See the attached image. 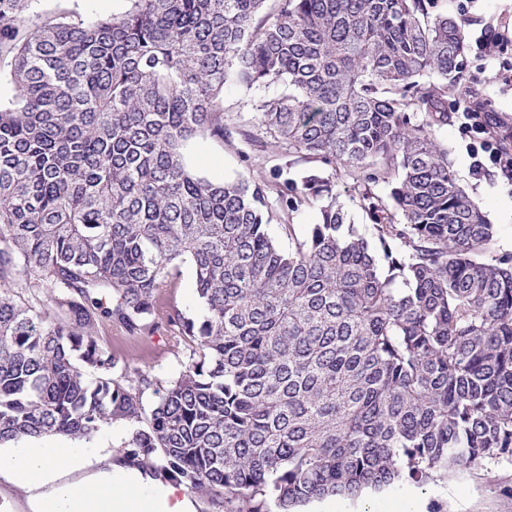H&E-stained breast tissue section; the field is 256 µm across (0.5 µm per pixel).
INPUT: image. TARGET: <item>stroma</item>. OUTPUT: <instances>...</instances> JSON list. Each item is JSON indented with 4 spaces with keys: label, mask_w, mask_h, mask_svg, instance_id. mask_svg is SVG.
Wrapping results in <instances>:
<instances>
[{
    "label": "stroma",
    "mask_w": 512,
    "mask_h": 512,
    "mask_svg": "<svg viewBox=\"0 0 512 512\" xmlns=\"http://www.w3.org/2000/svg\"><path fill=\"white\" fill-rule=\"evenodd\" d=\"M128 7V0H32L30 16L39 23L62 18L92 20L120 15ZM438 10L459 16L467 42H475L490 27L504 40L512 41V0H470L464 9L458 0H439ZM497 70V61L468 55L465 81L481 86L479 101L512 125V84L497 78ZM438 138L451 151L452 167L461 185L495 225L497 248L512 252V185L493 167L473 175L470 140L461 132L457 119H450ZM187 156L200 173L221 182L268 177L277 163L276 157L238 133L224 142L197 139L188 147ZM174 307L186 318L196 321L201 317L191 261L179 263L172 288L157 305V333L135 342L120 325L109 323L101 326L98 334L110 345L119 365L169 381L178 375L186 357L178 328L167 323ZM299 512H512V461H492L480 468L451 472L424 486L404 481L364 491L351 499L325 498L301 506Z\"/></svg>",
    "instance_id": "stroma-1"
}]
</instances>
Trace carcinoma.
Segmentation results:
<instances>
[{
	"instance_id": "obj_1",
	"label": "carcinoma",
	"mask_w": 512,
	"mask_h": 512,
	"mask_svg": "<svg viewBox=\"0 0 512 512\" xmlns=\"http://www.w3.org/2000/svg\"><path fill=\"white\" fill-rule=\"evenodd\" d=\"M30 2L0 0V443L122 421L115 462L224 512L512 461V253L437 138L467 52L438 0H131L42 25ZM229 83L262 147L322 168L190 169V141L230 135ZM185 256L202 314L168 313L189 356L163 385L97 329L151 335ZM21 274L48 303L20 300ZM12 62V55L7 53L0 55V104L2 105H9L16 95L14 85L9 81ZM336 191L339 193L340 201L343 202L349 209L354 224H357L362 231L370 233L371 223L362 217V214L357 206L352 201H350V197L354 195L352 182L347 180L344 176H339V178L336 179Z\"/></svg>"
}]
</instances>
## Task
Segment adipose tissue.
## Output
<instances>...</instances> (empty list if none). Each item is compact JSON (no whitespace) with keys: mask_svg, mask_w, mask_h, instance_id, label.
<instances>
[{"mask_svg":"<svg viewBox=\"0 0 512 512\" xmlns=\"http://www.w3.org/2000/svg\"><path fill=\"white\" fill-rule=\"evenodd\" d=\"M92 457L99 469L69 480V472L84 469ZM0 476L26 492L31 512H194L180 487L115 463L111 449L87 440L0 445Z\"/></svg>","mask_w":512,"mask_h":512,"instance_id":"obj_1","label":"adipose tissue"}]
</instances>
